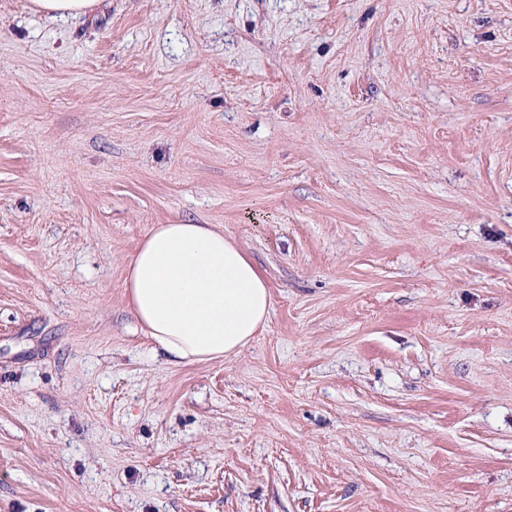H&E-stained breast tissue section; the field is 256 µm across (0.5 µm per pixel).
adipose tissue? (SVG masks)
<instances>
[{
	"instance_id": "ef3b65f1",
	"label": "adipose tissue",
	"mask_w": 512,
	"mask_h": 512,
	"mask_svg": "<svg viewBox=\"0 0 512 512\" xmlns=\"http://www.w3.org/2000/svg\"><path fill=\"white\" fill-rule=\"evenodd\" d=\"M129 308L167 363L219 360L245 347L270 290L246 253L210 224H158L126 267Z\"/></svg>"
}]
</instances>
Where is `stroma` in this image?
I'll use <instances>...</instances> for the list:
<instances>
[{
	"label": "stroma",
	"mask_w": 512,
	"mask_h": 512,
	"mask_svg": "<svg viewBox=\"0 0 512 512\" xmlns=\"http://www.w3.org/2000/svg\"><path fill=\"white\" fill-rule=\"evenodd\" d=\"M157 224L238 354L154 353ZM0 512H512V0H0ZM100 0H34L35 10L45 14L84 16L99 6ZM129 308L170 364L224 359L269 314L270 290L212 224H157L126 267Z\"/></svg>",
	"instance_id": "35a3bbf8"
}]
</instances>
